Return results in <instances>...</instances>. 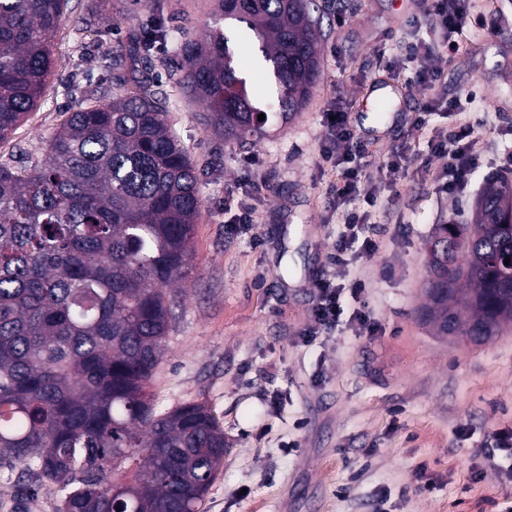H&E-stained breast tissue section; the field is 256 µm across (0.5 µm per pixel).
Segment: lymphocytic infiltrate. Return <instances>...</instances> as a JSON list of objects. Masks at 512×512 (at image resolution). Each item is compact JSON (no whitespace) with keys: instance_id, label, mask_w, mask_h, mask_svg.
Listing matches in <instances>:
<instances>
[{"instance_id":"lymphocytic-infiltrate-1","label":"lymphocytic infiltrate","mask_w":512,"mask_h":512,"mask_svg":"<svg viewBox=\"0 0 512 512\" xmlns=\"http://www.w3.org/2000/svg\"><path fill=\"white\" fill-rule=\"evenodd\" d=\"M429 13L438 24V36L413 43L408 50L416 82L427 87L438 82L439 71L434 61L451 50L454 35L481 23L480 18L471 14L469 0H430ZM329 114L331 119L326 125L321 155L340 173L332 192V206L341 208L353 198L360 199L361 205L350 211L336 236L330 271L313 285L314 324L303 332L307 340L330 334L339 322L346 300H359L364 284L345 283L344 277L358 256L373 254L377 249L375 241L363 234L377 202L368 187L364 145L350 126L343 102H334ZM434 153L448 160L447 168L438 176L441 190L449 194L463 191L470 171L478 163L473 128L462 125L450 137L439 138L434 143Z\"/></svg>"}]
</instances>
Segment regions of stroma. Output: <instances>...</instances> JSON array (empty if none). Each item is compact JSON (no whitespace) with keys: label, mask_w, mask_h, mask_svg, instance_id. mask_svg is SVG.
I'll list each match as a JSON object with an SVG mask.
<instances>
[{"label":"stroma","mask_w":512,"mask_h":512,"mask_svg":"<svg viewBox=\"0 0 512 512\" xmlns=\"http://www.w3.org/2000/svg\"><path fill=\"white\" fill-rule=\"evenodd\" d=\"M325 15L321 78L282 128L245 146L224 143L201 123L202 104L184 97L174 45L156 52V72L176 104L172 127L199 173L202 207L193 271L182 283L166 354L149 386L162 410L205 403L228 452L199 512H505L512 483L495 446L512 429V325L489 340L433 335L417 318L429 279L425 245L440 224L469 221L489 174L512 180V0H471L487 19L457 39L437 65V88L387 62L405 43L430 38L425 0H318ZM163 17L206 35L211 0H68L54 43V74L38 107L6 141L0 162L37 160L80 103L71 82L112 86V56ZM463 99L451 112L421 113L433 93ZM344 100L365 143L379 203L365 230L378 249L351 269L379 324L358 334L341 321L304 341L313 323V283L330 268L343 213L329 209L338 176L320 155L325 113ZM470 125L479 158L466 190L442 193L439 133ZM415 158L397 198L379 169L390 149ZM263 164L250 169L247 161ZM258 186L254 221L227 233L225 206L237 181ZM15 480L0 476V512H57L55 487L14 504Z\"/></svg>","instance_id":"1"}]
</instances>
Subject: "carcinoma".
<instances>
[{
	"instance_id": "1",
	"label": "carcinoma",
	"mask_w": 512,
	"mask_h": 512,
	"mask_svg": "<svg viewBox=\"0 0 512 512\" xmlns=\"http://www.w3.org/2000/svg\"><path fill=\"white\" fill-rule=\"evenodd\" d=\"M64 0H0V141L34 109L53 68ZM230 34L194 38L163 19L129 55L142 73L156 44L179 57V85L226 143L305 108L321 77L314 0H219ZM257 44L253 89L233 43ZM97 87L25 170L0 163V467L21 488L50 482L58 512H197L224 462V429L198 402L160 412L148 395L164 359L172 288L193 266L198 175L172 130L168 95L128 81ZM132 87H127V83ZM265 119L258 120V115ZM512 183L491 174L473 223L427 243L420 320L482 343L512 323ZM511 258L504 264L505 258Z\"/></svg>"
}]
</instances>
